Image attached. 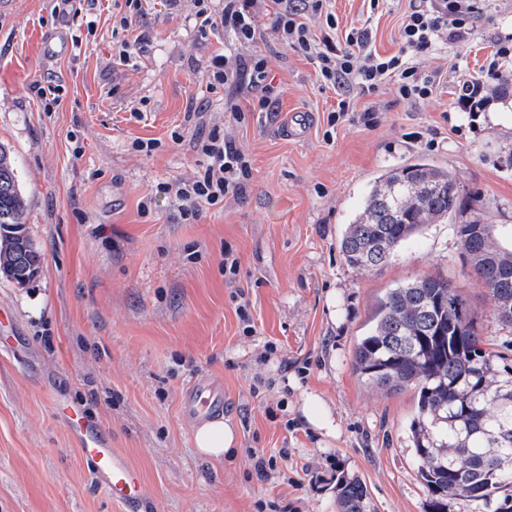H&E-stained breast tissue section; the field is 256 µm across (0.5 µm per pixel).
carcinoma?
<instances>
[{
	"label": "carcinoma",
	"mask_w": 512,
	"mask_h": 512,
	"mask_svg": "<svg viewBox=\"0 0 512 512\" xmlns=\"http://www.w3.org/2000/svg\"><path fill=\"white\" fill-rule=\"evenodd\" d=\"M456 176L418 158L383 170L339 240L352 269L387 263L427 224L462 212ZM27 203L14 161L0 148V272L23 285L39 272L41 255L27 229ZM462 247L494 300V318L512 332V244L495 224L458 226ZM370 333L356 345L352 369L383 395H416L410 422L417 474L427 512H512V362L480 336L469 301L448 280L427 276L392 288L378 301ZM339 512H374L360 481L336 483Z\"/></svg>",
	"instance_id": "cac0c4a2"
}]
</instances>
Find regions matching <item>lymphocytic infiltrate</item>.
Segmentation results:
<instances>
[{
	"label": "lymphocytic infiltrate",
	"instance_id": "f902f5d3",
	"mask_svg": "<svg viewBox=\"0 0 512 512\" xmlns=\"http://www.w3.org/2000/svg\"><path fill=\"white\" fill-rule=\"evenodd\" d=\"M194 0L200 36L221 28L231 36L223 52L211 55L205 67L209 90L228 85H244L260 92L259 105H273L276 89L272 84L267 59L253 48L257 40V23L251 0ZM279 9L274 13L273 30L279 43L302 55L315 67L317 78L325 86L339 90L343 97L337 103V114L346 112L348 96L363 97L381 86H395L399 99L407 103L430 99L436 78L420 65L423 57L447 41L464 40L473 29L480 11L479 0H409V9L399 29L401 49L391 56H381L370 47L367 27H353L344 43L329 36L338 22L334 14L323 11L324 0H274ZM324 17L328 32L317 35L312 18ZM174 146L186 148L203 158V166L188 180L162 182L154 192L146 193L141 203L150 212L155 194L168 197L185 223L199 221L203 213L223 204L225 198L242 197L252 176L248 156L225 135L222 127L199 131L192 137L180 132L170 134Z\"/></svg>",
	"mask_w": 512,
	"mask_h": 512
}]
</instances>
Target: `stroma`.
Here are the masks:
<instances>
[{
    "label": "stroma",
    "instance_id": "1",
    "mask_svg": "<svg viewBox=\"0 0 512 512\" xmlns=\"http://www.w3.org/2000/svg\"><path fill=\"white\" fill-rule=\"evenodd\" d=\"M52 0H0V147L14 160L28 205L39 275L20 286L0 275V309L17 356L0 357V512H120L96 486L54 404L79 408L140 472L154 512H337L338 475L359 477L376 512H426L409 425L412 391L382 395L361 382L353 350L369 333L377 302L400 284L439 275L470 301L482 335L512 359V332L470 269L454 226L484 219L512 226V98L477 109L456 103L458 84L485 66L512 34V0H485L468 40L428 57L439 71L432 99L409 104L393 86L354 98L336 126L339 100L313 64L283 48L267 0H258L259 36L279 89L275 114L258 93H208L203 67L224 34L200 39L191 0L145 4L129 16L123 0H102L77 18L51 16ZM408 0H326L339 30L368 26L379 53L397 52ZM130 17L121 28L122 17ZM71 38L68 55L41 57L31 31ZM144 37V49L117 63L113 47ZM52 78L64 92L46 112L34 89ZM208 97L223 123L235 98L241 122L225 133L249 155L245 195L226 198L195 224L181 223L151 185L192 178L199 158L168 146L172 130L195 134L192 97ZM373 109L375 124L358 118ZM303 114L309 131L282 132ZM157 138L152 155L136 139ZM423 157L448 168L471 205L455 224L426 225L415 244L359 274L339 240L384 167ZM239 261L224 276V256ZM249 303L252 331L237 315ZM217 381L234 444L221 458L200 455L195 424L182 412L196 379ZM261 388H254V381ZM328 414L326 435L302 411ZM282 404L277 420L266 407ZM273 458L257 478L250 452Z\"/></svg>",
    "mask_w": 512,
    "mask_h": 512
}]
</instances>
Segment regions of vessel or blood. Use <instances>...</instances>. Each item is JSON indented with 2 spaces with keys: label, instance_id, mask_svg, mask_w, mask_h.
Segmentation results:
<instances>
[{
  "label": "vessel or blood",
  "instance_id": "vessel-or-blood-1",
  "mask_svg": "<svg viewBox=\"0 0 512 512\" xmlns=\"http://www.w3.org/2000/svg\"><path fill=\"white\" fill-rule=\"evenodd\" d=\"M38 52L44 57L68 54L71 50L64 37L34 32ZM182 411L195 423H205L224 413L221 389L207 379L193 383L185 392ZM60 412L77 449L93 466L101 490L121 506L123 512H140L143 505L142 483L138 471L121 454L113 451L101 429L76 408L64 406Z\"/></svg>",
  "mask_w": 512,
  "mask_h": 512
}]
</instances>
